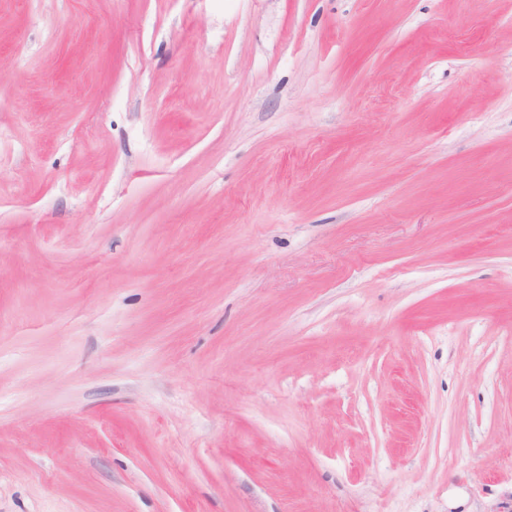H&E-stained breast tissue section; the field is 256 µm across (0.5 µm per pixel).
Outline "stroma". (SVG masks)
Returning a JSON list of instances; mask_svg holds the SVG:
<instances>
[{"label": "stroma", "mask_w": 512, "mask_h": 512, "mask_svg": "<svg viewBox=\"0 0 512 512\" xmlns=\"http://www.w3.org/2000/svg\"><path fill=\"white\" fill-rule=\"evenodd\" d=\"M0 512H512V0H0Z\"/></svg>", "instance_id": "obj_1"}]
</instances>
